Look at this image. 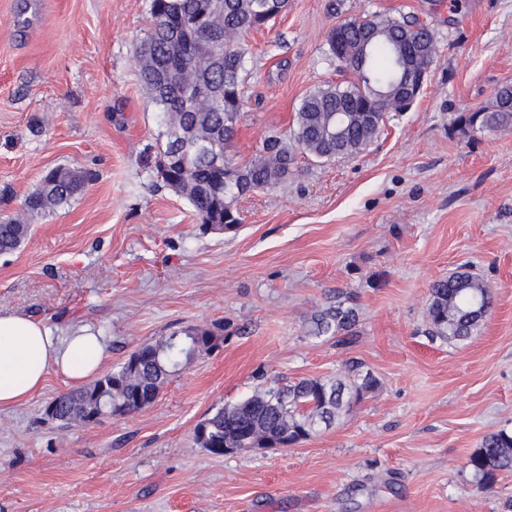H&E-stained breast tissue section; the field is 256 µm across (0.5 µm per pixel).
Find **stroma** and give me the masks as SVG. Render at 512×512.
<instances>
[{"instance_id": "obj_1", "label": "stroma", "mask_w": 512, "mask_h": 512, "mask_svg": "<svg viewBox=\"0 0 512 512\" xmlns=\"http://www.w3.org/2000/svg\"><path fill=\"white\" fill-rule=\"evenodd\" d=\"M149 3L0 0V218L50 169L96 175L0 253V310L98 333L106 373L188 325L223 341L129 415L47 421L74 387L53 372L1 408L0 512H512V474L480 492L467 466L487 432L512 431V126L456 123L512 84V0H341L336 17L328 0H288L249 32L240 163L289 133L311 90L345 81L328 55L338 19L421 22L438 52L422 94L361 153L298 155L288 180L236 201L229 234L157 178L164 128L135 60ZM460 272L490 285L492 308L467 340L431 338L430 286ZM340 290L357 298L355 342L308 338ZM349 361L378 386L310 439L223 456L197 443L224 405Z\"/></svg>"}]
</instances>
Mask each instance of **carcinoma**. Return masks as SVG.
Returning <instances> with one entry per match:
<instances>
[{
    "mask_svg": "<svg viewBox=\"0 0 512 512\" xmlns=\"http://www.w3.org/2000/svg\"><path fill=\"white\" fill-rule=\"evenodd\" d=\"M288 0H150L151 24L141 41L144 61L139 80L160 115L166 142L156 169L163 183L185 196L202 226L232 232L241 224L234 202L270 189L293 173V147L315 163L357 155L378 135L390 112H404L408 98L398 88L416 72H404L396 56L398 41L415 45L427 66L437 55L436 39L423 23L409 24L379 15L340 22L329 30L331 58L353 74L350 81L327 84L301 101L289 141L267 136L259 153L239 164L228 153L237 134L247 77L243 37L267 27ZM459 127L484 133L512 125V85L496 88L490 105L457 118ZM92 180L83 170L58 167L28 193L22 209L46 214L70 201ZM29 225L15 218L0 221V253L15 251ZM336 301L309 321L308 336L350 343L356 309ZM492 290L470 273L435 281L427 319L431 338L465 340L485 321ZM222 337L207 327H186L139 348L89 386L53 399L63 425L84 423L99 400L111 415H127L138 390L156 398L170 377L197 353L218 348ZM377 381L359 363L344 365L334 378H302L285 387L254 393L217 410L204 420L205 448H283L297 445L329 427L351 404L375 389ZM472 482L479 491L512 471V431L487 433L470 456Z\"/></svg>",
    "mask_w": 512,
    "mask_h": 512,
    "instance_id": "carcinoma-1",
    "label": "carcinoma"
}]
</instances>
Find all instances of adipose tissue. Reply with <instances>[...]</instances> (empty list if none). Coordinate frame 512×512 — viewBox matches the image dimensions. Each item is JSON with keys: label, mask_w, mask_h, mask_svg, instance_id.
Wrapping results in <instances>:
<instances>
[{"label": "adipose tissue", "mask_w": 512, "mask_h": 512, "mask_svg": "<svg viewBox=\"0 0 512 512\" xmlns=\"http://www.w3.org/2000/svg\"><path fill=\"white\" fill-rule=\"evenodd\" d=\"M105 356L102 337L88 330L60 338L29 317L0 314V407L32 397L52 371L82 381L99 369Z\"/></svg>", "instance_id": "adipose-tissue-1"}]
</instances>
